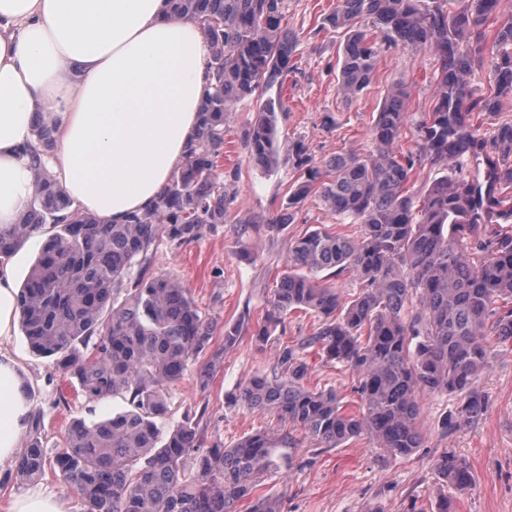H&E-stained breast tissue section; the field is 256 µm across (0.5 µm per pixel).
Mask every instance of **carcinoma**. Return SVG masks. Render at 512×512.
<instances>
[{
  "mask_svg": "<svg viewBox=\"0 0 512 512\" xmlns=\"http://www.w3.org/2000/svg\"><path fill=\"white\" fill-rule=\"evenodd\" d=\"M179 18L199 21L207 38L213 84L184 160L156 204L125 224H105L75 207L45 160L52 132L37 124L30 153L33 202L21 221L0 231V257L13 255L46 224L44 242L19 291L20 327L31 352L55 357L87 400L120 397L128 408L91 425L71 419L49 455L31 414L30 441L14 465L21 483L57 471L84 512H280L260 494L278 468L277 448L257 432L230 448L204 447L200 420L189 415L166 429L168 389L180 383L192 357L211 352L199 373L206 387L224 349L242 340L246 318L216 326L180 281L150 272L162 236L180 245L209 224L231 219L224 182L227 113L256 99L245 132L248 163L273 171L279 163L281 100L268 95L297 69L298 36L285 22L284 0H172ZM500 0H336L315 34L341 35L338 85L350 99L367 94L390 48L434 51L435 102L417 125L415 146L402 147L409 123L405 96L388 92L372 113L367 156L338 153L318 164L298 141V176L273 224H293L300 204L318 198L360 234L319 228L288 247L275 276L270 308L254 330L266 341L284 316L317 317L312 334L285 345L272 376L245 382L239 399L251 410L278 415L327 448L366 438L408 456L420 447L424 397L446 393L457 406L444 419L453 429L476 426L488 411L477 381L493 351L512 345V121L489 138L466 114L487 118L512 104V21L497 24ZM370 24L365 29L364 24ZM490 53L486 91L465 77ZM486 166L484 178L472 162ZM437 170L421 194L412 192L423 164ZM348 272L359 291L347 302L329 279ZM357 375L359 402L348 408L332 390L304 384L309 354ZM438 479L467 491L468 461L444 452Z\"/></svg>",
  "mask_w": 512,
  "mask_h": 512,
  "instance_id": "cac0c4a2",
  "label": "carcinoma"
}]
</instances>
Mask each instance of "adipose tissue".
<instances>
[{"label": "adipose tissue", "instance_id": "adipose-tissue-1", "mask_svg": "<svg viewBox=\"0 0 512 512\" xmlns=\"http://www.w3.org/2000/svg\"><path fill=\"white\" fill-rule=\"evenodd\" d=\"M211 80L202 26L170 0H0V227L33 199L23 148L48 121L62 191L108 224L150 208L180 167ZM0 267V462L29 427L27 382L8 350L20 309Z\"/></svg>", "mask_w": 512, "mask_h": 512}]
</instances>
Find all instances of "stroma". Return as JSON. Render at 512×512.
<instances>
[{"instance_id":"stroma-1","label":"stroma","mask_w":512,"mask_h":512,"mask_svg":"<svg viewBox=\"0 0 512 512\" xmlns=\"http://www.w3.org/2000/svg\"><path fill=\"white\" fill-rule=\"evenodd\" d=\"M334 0H285L289 29L299 38L298 70L289 74L282 92L283 112L278 115L280 164L270 173L248 165L243 136L252 117L253 103L243 100L224 125V164L240 165L236 183L227 185L233 224L207 225L201 236L178 245L160 239L151 271L176 277L216 327L242 315L260 318L268 307L275 274L283 271L288 245L315 228L343 230L357 235L354 224L340 225L338 217L314 197L303 202L296 223L272 225L293 181L292 146L304 141L314 161L337 153L368 154L370 116L388 88L401 86L412 125L405 140L414 143L416 123L434 104L436 61L428 53L389 50L366 100L349 102L339 92L336 57L340 37L316 34L315 29ZM334 114L335 129L324 128L325 114ZM284 337L258 343L243 336L224 352V364L207 390L196 384L199 369L208 361L200 354L190 362L185 380L171 387L168 425L185 414L198 416L206 446L234 445L241 437L264 432L273 439L288 438L279 467L266 476L261 491L280 498L282 512H405L411 502L437 512L434 460L446 450L466 458L475 483L455 494L457 512H512V350L501 348L490 359L478 387L487 393L485 419L472 428L447 430L442 420L456 403L455 397L435 394L422 402L424 440L407 457L392 456L361 439L338 448H324L273 414L250 410L237 395L241 385L257 375L271 374L283 341L310 335L313 319L290 316ZM10 352L20 361L32 398L33 411L41 413L40 439L47 451L62 442L71 418L99 421L125 409L121 398L87 401L73 379L57 370L53 359L33 355L22 333H15ZM309 386L335 390L340 398L355 399L357 376L339 364L315 359L310 363ZM34 492L56 494L64 512H83L81 501L54 473L33 482L16 481L12 463L0 464V512H12L13 503Z\"/></svg>"}]
</instances>
